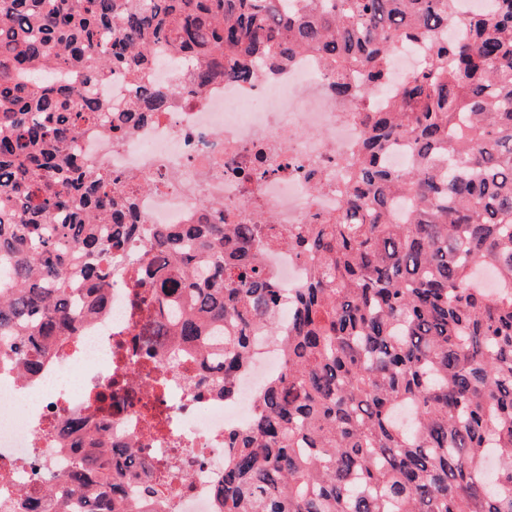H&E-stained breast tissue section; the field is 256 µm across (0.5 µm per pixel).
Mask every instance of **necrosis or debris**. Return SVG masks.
Wrapping results in <instances>:
<instances>
[{"mask_svg":"<svg viewBox=\"0 0 512 512\" xmlns=\"http://www.w3.org/2000/svg\"><path fill=\"white\" fill-rule=\"evenodd\" d=\"M426 56L421 46L397 52L387 81L367 106L385 104ZM155 58L152 81L171 92L170 111L122 139L93 129L75 145L81 157L113 173L152 182L150 191L136 197L144 224L193 223L203 197L223 200L233 215L269 208L275 223L287 227L336 210L364 127L352 106L337 103L333 76L320 56L300 53L275 69L259 65L250 82L226 80L202 94L190 82L192 61L162 46ZM261 256L285 293L303 287L306 262L284 249ZM146 319V312L134 308L130 289L113 278L106 313L85 321L59 345L39 377L0 368V473L12 474L10 482H0V512H13L20 495L42 484L47 473L68 471L78 441L62 431L75 415L90 420L98 441L137 447L125 476L138 512H213V490L232 455L224 430L246 426L255 415L263 388L284 370L283 347L256 334L250 362L236 376L233 396L224 400L194 386L195 354L179 351L175 368L167 365L164 345L144 356L138 331ZM117 381L138 393L135 401L111 410L95 394ZM148 404L162 412L151 429L143 417ZM185 458L190 486L175 481L157 494L141 492L152 462Z\"/></svg>","mask_w":512,"mask_h":512,"instance_id":"obj_1","label":"necrosis or debris"}]
</instances>
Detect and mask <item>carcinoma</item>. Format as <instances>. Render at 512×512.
Masks as SVG:
<instances>
[{"label": "carcinoma", "instance_id": "cac0c4a2", "mask_svg": "<svg viewBox=\"0 0 512 512\" xmlns=\"http://www.w3.org/2000/svg\"><path fill=\"white\" fill-rule=\"evenodd\" d=\"M304 2L0 0V365L37 377L107 310L121 273L146 309L172 313L181 347L204 359L223 342V373L202 361L197 384L226 397L252 336L279 334L283 294L258 243L286 247L314 263L292 301L284 373L247 427L224 431L235 452L215 512H512V0L472 13L457 0ZM157 44L196 61L199 93L315 53L336 102L356 107L395 51L428 56L387 106L361 113L335 213L294 229L262 211L226 224L224 204L203 201L196 223L152 229L154 257L138 258L126 242L144 231L145 186L67 145L99 124L127 136L165 111L149 81ZM112 68L136 97H85ZM59 71L82 81L57 82ZM400 138L413 159L391 170L383 155ZM481 266L498 272L496 291ZM66 431L89 447L18 512H126L121 463L135 449L106 448L84 418Z\"/></svg>", "mask_w": 512, "mask_h": 512}]
</instances>
